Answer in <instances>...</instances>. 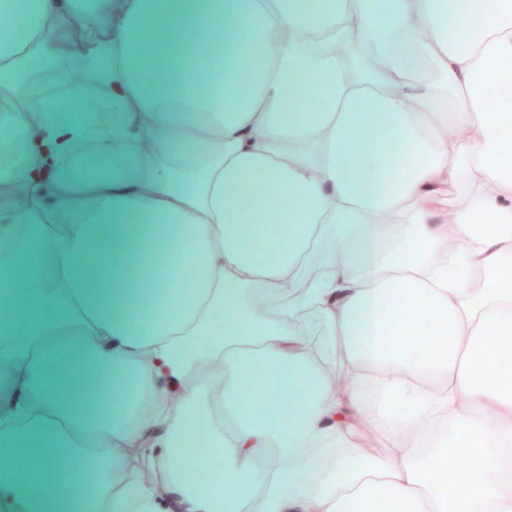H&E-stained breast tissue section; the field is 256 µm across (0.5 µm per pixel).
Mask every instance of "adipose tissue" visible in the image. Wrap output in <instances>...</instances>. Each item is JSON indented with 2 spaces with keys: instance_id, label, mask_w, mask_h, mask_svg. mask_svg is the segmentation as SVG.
<instances>
[{
  "instance_id": "ef3b65f1",
  "label": "adipose tissue",
  "mask_w": 512,
  "mask_h": 512,
  "mask_svg": "<svg viewBox=\"0 0 512 512\" xmlns=\"http://www.w3.org/2000/svg\"><path fill=\"white\" fill-rule=\"evenodd\" d=\"M0 16V512H512V0Z\"/></svg>"
}]
</instances>
